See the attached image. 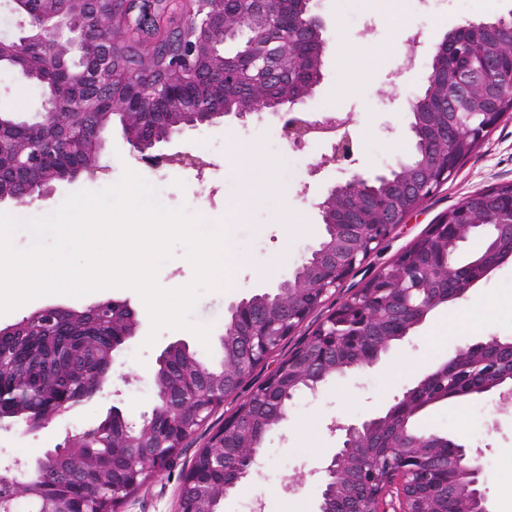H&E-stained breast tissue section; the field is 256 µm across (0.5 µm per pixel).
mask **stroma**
Segmentation results:
<instances>
[{"instance_id":"obj_1","label":"stroma","mask_w":512,"mask_h":512,"mask_svg":"<svg viewBox=\"0 0 512 512\" xmlns=\"http://www.w3.org/2000/svg\"><path fill=\"white\" fill-rule=\"evenodd\" d=\"M327 24L325 80L311 105L314 116L342 112L352 118L357 142L354 171L375 174L397 167L413 154L409 129L410 106L422 93L431 69L435 46L465 20L482 21L512 11V0H316ZM417 47H410L411 36ZM363 47L380 53L366 71L344 68L341 54ZM41 106L39 93L19 73L0 74V108L33 114ZM257 147L277 164L276 187L260 190L244 210H237L241 192L237 154ZM205 158L204 172L193 169H153L138 162L119 133H112L101 158L103 173L57 184L52 198L30 204L8 205L4 211L20 219L53 212L67 195L96 191L116 183L124 169L143 176L169 208L187 205L208 219L228 218L230 247L246 257L236 267L231 289L203 294L193 318L209 324L208 344L186 330H162L152 346L144 341L150 330L145 306L135 292L117 288L82 298L41 297L17 310L0 315V327L11 325L36 309L55 303L81 308L108 298L125 301L140 324L137 336L118 352L104 391L93 400L74 407L48 427L30 433L0 430V462H34L70 435L98 425L119 409L132 422L150 411L155 401L157 359L169 345L182 342L199 358L216 360L228 306L241 298L274 290L287 279L307 249L323 233L316 202L327 188L344 180L335 165L310 176L312 164L326 151L321 143L303 149L291 146L280 123L264 114L246 122L226 121L189 133L178 145ZM512 182V114L489 131L485 139L461 163L456 176L421 209L409 215L394 235L359 269L352 279L361 284L391 263L430 225L438 223L458 201L477 191ZM300 216L297 224L282 221L284 211ZM266 276H258V269ZM494 305L491 316L477 320L473 305ZM487 336H512V263H506L478 282L464 299L433 310L414 329L408 340L397 343L376 365L327 378L317 392L302 391L288 406V417L265 434L264 456L257 470L228 494L220 512H289L303 503L306 512H317L321 488L306 480L295 492L284 489L301 467H313L332 456L337 438L328 429L333 419L355 421L393 404L422 373L446 360L456 346ZM416 426L426 432L463 439L483 451L484 489L491 512H512V405L501 406L497 398L450 400L426 409ZM197 446L185 449L178 464L165 472L145 492L128 500L121 512H175L179 476Z\"/></svg>"}]
</instances>
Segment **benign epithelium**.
I'll list each match as a JSON object with an SVG mask.
<instances>
[{
  "label": "benign epithelium",
  "instance_id": "7a95c632",
  "mask_svg": "<svg viewBox=\"0 0 512 512\" xmlns=\"http://www.w3.org/2000/svg\"><path fill=\"white\" fill-rule=\"evenodd\" d=\"M14 29L0 35V68L17 69L23 79L41 90V109L32 117L0 111V145L11 132L36 142L30 150L5 155L0 151V206L47 199L57 183L93 178L105 170L100 159L107 134L120 130L133 156L155 167H192L207 162L188 152L173 151L181 137L203 126H217L228 117L244 122L253 114L270 112L282 122L289 142L302 148L312 141L327 144L330 153L314 164L311 176L329 163H352L356 143L350 117L336 112L314 119L303 110L324 79L326 21L314 10V0H7ZM97 36L89 54L69 50V33ZM512 62V37L499 42L489 54L484 44L459 34L436 47L433 63L455 72L452 92L430 116L437 144H447L429 158L398 165L397 183L407 199L433 197L454 176L462 146L480 142L501 120L496 86L500 62ZM244 89L247 103L235 110L212 98L209 86ZM389 182L385 173L354 174L327 189L315 204L320 223L330 239L309 248L272 298L242 299L230 308L224 322V342L238 356L224 360L219 376L223 389L241 382V362L265 364L272 348L295 334L301 324L363 266L403 223L408 212L380 191ZM488 224L498 234L512 236V200L507 206L484 212L475 205L459 207L453 219L430 225L418 238L425 248L402 252L395 270L382 269L367 280L359 293L385 295L386 310L373 303L355 305L346 299L322 319L288 354L286 374L271 370L264 379L270 390L283 383L308 381L325 368L344 373L373 366L395 341L405 339L440 305L464 298L475 284L508 261L512 253L494 247L459 266L448 249L466 242ZM434 272L442 288H425L421 274ZM122 311L131 328L112 333L110 349L91 381V387L66 392L49 405L23 408L21 391L0 382V427L18 426L25 432L47 427L57 416L90 401L104 388L113 353L136 335L139 323L125 302H93L84 308L47 305L24 319L0 328L1 336H16L33 322L54 326L65 316L111 317L107 310ZM83 351L97 358L102 334L91 329L79 340ZM512 402V338L492 336L457 348L455 354L426 373L386 411L355 422H332L339 446L331 458L310 474L322 482L319 512H416L411 492L428 473L432 498L446 489L453 500L448 512H490L480 489L481 453L465 441L434 433L417 432L413 419L436 403L478 396ZM171 408L198 419L217 405L203 404L195 384L172 388L155 382V404L139 424L122 419L121 436L128 447H145L136 434L151 429L172 437L182 433L179 420L160 415ZM238 417L204 444L211 449L207 470L224 473L217 500L236 489L259 465L263 438L248 448L228 450L220 439L235 429ZM96 429L66 437L64 443L37 459L31 467L16 461L0 466V487L9 489L13 507L6 512H49L38 507L31 472L45 469L55 457L84 448ZM181 449L161 446L142 456L143 468L159 476L170 470ZM112 471V490L124 494L106 499L99 481L102 470ZM134 464L112 457L101 464L80 463L73 480L95 488L61 512H118V507L148 487L133 481ZM208 481L194 461L182 469L181 481Z\"/></svg>",
  "mask_w": 512,
  "mask_h": 512
}]
</instances>
